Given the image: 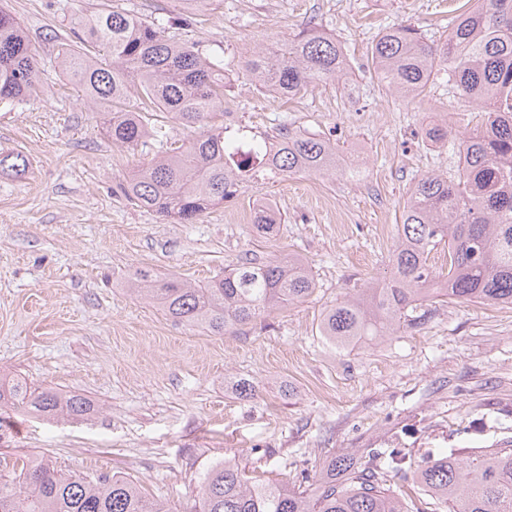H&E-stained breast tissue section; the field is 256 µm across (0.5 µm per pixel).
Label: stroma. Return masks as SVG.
I'll list each match as a JSON object with an SVG mask.
<instances>
[{"label": "stroma", "mask_w": 512, "mask_h": 512, "mask_svg": "<svg viewBox=\"0 0 512 512\" xmlns=\"http://www.w3.org/2000/svg\"><path fill=\"white\" fill-rule=\"evenodd\" d=\"M101 2H5L37 55L41 96L0 104V153L27 161L22 177L0 174V372L85 396L94 411L47 420L0 406L11 420L0 429V457L42 458L66 474L117 473L171 512H189L220 460L309 489L334 455L366 464L370 450L393 444L421 461L512 444V305L425 302L395 335L346 350L318 333L337 298L387 276L412 183L456 170L457 150L426 138L428 119L460 132L478 121L442 79L423 101L391 96L363 69L373 38L402 23L439 39L460 0H217L200 24L179 0H114L148 20L163 15L170 36L223 60L224 109L248 136L319 133L356 172L254 182L193 224L121 196L137 160L164 144L112 145L59 67V44L76 40L73 15ZM308 25L348 49L349 87L318 86L287 103L257 90L242 57ZM263 202L281 215L269 238L253 226ZM247 253L299 256L313 294L213 336L125 290L140 268L201 283ZM242 382L251 397L237 393Z\"/></svg>", "instance_id": "stroma-1"}]
</instances>
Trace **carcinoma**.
I'll use <instances>...</instances> for the list:
<instances>
[{
	"mask_svg": "<svg viewBox=\"0 0 512 512\" xmlns=\"http://www.w3.org/2000/svg\"><path fill=\"white\" fill-rule=\"evenodd\" d=\"M448 35L428 41L411 25L382 29L370 63L377 80L399 98L414 100L438 75L482 122L459 133L433 125L429 139L458 140L457 172L426 174L403 205L389 263L390 275L349 292L327 308L319 335L338 349L394 335L405 312L426 301L512 305V0H468ZM83 37L60 45L58 60L85 103L99 108L112 144L135 150L173 122L198 130L183 143L142 163L120 189L133 204L191 224L236 195L245 182L299 172L333 178L338 165L330 138L281 129L238 151L240 125L223 110L224 62L194 44L166 35V24L147 21L110 3L72 19ZM253 84L283 99L318 84H347L353 73L336 38L308 26L287 40L253 52L245 62ZM38 60L23 25L0 9V102L38 98ZM139 110L124 106L131 96ZM25 170L19 153L0 154V173ZM258 233L276 231V212L263 205L253 219ZM447 251V272L429 263ZM127 290L152 301L173 322L215 336L247 325L311 295L313 276L298 256L261 261L248 254L235 267L201 284L160 278L140 269ZM45 418L88 416L89 400L32 390L19 380L0 383V403ZM378 464L358 467L334 456L311 490L263 484L228 461L206 472L194 512H429V502L387 486L382 468L403 470L399 449L378 452ZM413 482L448 512H512V448H491L461 458L451 452L415 468ZM0 512H169L121 475L88 478L61 473L32 459L0 470Z\"/></svg>",
	"mask_w": 512,
	"mask_h": 512,
	"instance_id": "1",
	"label": "carcinoma"
}]
</instances>
